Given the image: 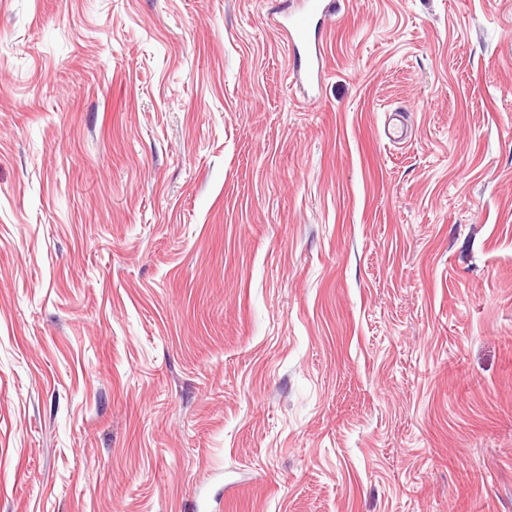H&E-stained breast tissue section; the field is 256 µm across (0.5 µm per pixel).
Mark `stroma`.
Returning <instances> with one entry per match:
<instances>
[{"mask_svg":"<svg viewBox=\"0 0 512 512\" xmlns=\"http://www.w3.org/2000/svg\"><path fill=\"white\" fill-rule=\"evenodd\" d=\"M291 2L0 0V512H512V0ZM329 10V5L323 0H302L294 11H287L284 15L286 23H282L289 42H306L308 32L315 17H321ZM311 55L313 57H307L302 65V59L299 56L298 65L292 70V74L294 75L296 81L301 79V73L303 72L306 79L311 84L320 85L321 77H322V52L320 48V44L314 45V50H312Z\"/></svg>","mask_w":512,"mask_h":512,"instance_id":"obj_1","label":"stroma"}]
</instances>
